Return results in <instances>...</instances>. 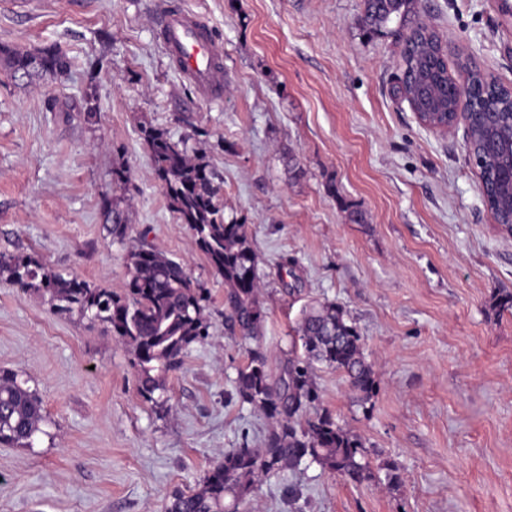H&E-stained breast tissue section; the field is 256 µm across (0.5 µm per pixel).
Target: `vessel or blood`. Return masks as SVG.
<instances>
[{"instance_id":"b4317fda","label":"vessel or blood","mask_w":512,"mask_h":512,"mask_svg":"<svg viewBox=\"0 0 512 512\" xmlns=\"http://www.w3.org/2000/svg\"><path fill=\"white\" fill-rule=\"evenodd\" d=\"M158 42L178 74L208 102L224 99V43L206 18L170 0L154 17Z\"/></svg>"}]
</instances>
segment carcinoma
I'll return each instance as SVG.
<instances>
[{
  "instance_id": "obj_1",
  "label": "carcinoma",
  "mask_w": 512,
  "mask_h": 512,
  "mask_svg": "<svg viewBox=\"0 0 512 512\" xmlns=\"http://www.w3.org/2000/svg\"><path fill=\"white\" fill-rule=\"evenodd\" d=\"M395 18L410 25L401 49L404 74L413 86L426 90L436 117L443 120L452 111V82L436 33L419 20L418 0H365L360 23L367 33L380 34ZM68 69L66 55L55 47L36 52L0 47V70L20 76L28 85ZM471 71L473 108L496 116L492 125H481L474 133L482 159L478 167L485 174L486 197L506 224L509 206L501 194L512 173V94L477 67ZM141 137L169 209L189 227L211 271L224 281L225 329L259 336L265 311L248 225L224 221L219 187L203 157L190 155L183 141L150 125L141 127ZM124 200L125 195L114 193L102 201L112 236L120 241L128 224ZM127 263L129 279L122 296L77 275L64 276L28 256L1 254L0 280L19 288L35 286L50 296L56 310L109 324L112 336L132 349L140 396L162 407L169 374L180 367L191 345L209 336L208 293L181 263L145 241L129 251ZM298 337L303 353L288 352L280 360L278 377L271 376L266 356L254 349L237 371L235 388L241 400L272 421L263 446L224 451L196 489L173 493L166 512H236L225 505L226 496L241 500L257 478L292 470L306 458L352 483L368 478L367 464L358 459L360 440L318 409L320 397L311 376L313 363L325 364L346 379L358 399L370 398L376 380L363 353L362 336L342 306L327 303L305 315ZM42 420L41 401L17 374L0 368V445L31 442Z\"/></svg>"
}]
</instances>
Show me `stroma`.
Instances as JSON below:
<instances>
[{"label": "stroma", "mask_w": 512, "mask_h": 512, "mask_svg": "<svg viewBox=\"0 0 512 512\" xmlns=\"http://www.w3.org/2000/svg\"><path fill=\"white\" fill-rule=\"evenodd\" d=\"M224 43V101L203 102L164 55L165 0H0V46H55L66 75L27 88L0 71V254L28 255L123 294L127 248L101 209L129 170L128 239L146 237L206 288L209 337L167 382L138 393L109 325L57 313L0 281V368L42 402L28 446H0V512H164L230 448L260 445L243 403L249 350L288 354L313 306H342L364 338L368 400L316 365L322 409L357 435L359 484L302 462L262 477L239 512H512V228L495 223L463 128L422 126L396 91L402 32L370 36L363 0H183ZM448 73L471 56L512 86V16L501 0H424ZM93 97L98 121L76 106ZM204 156L225 221L248 224L266 311L260 336L224 328V282L170 211L142 125ZM368 215L352 224L341 201ZM294 260L297 292L279 266ZM399 475L398 484L388 482Z\"/></svg>", "instance_id": "stroma-1"}]
</instances>
